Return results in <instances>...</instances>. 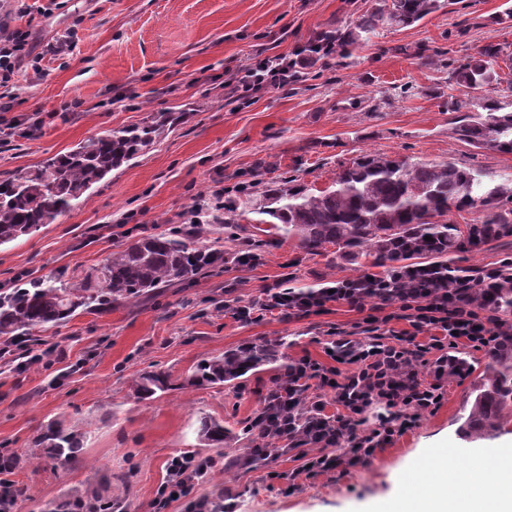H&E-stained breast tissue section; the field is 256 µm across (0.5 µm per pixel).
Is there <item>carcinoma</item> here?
<instances>
[{"label": "carcinoma", "instance_id": "1", "mask_svg": "<svg viewBox=\"0 0 512 512\" xmlns=\"http://www.w3.org/2000/svg\"><path fill=\"white\" fill-rule=\"evenodd\" d=\"M439 7L438 0H379L353 29L321 30V48L347 59L362 34L378 26L412 25ZM512 64V52L496 44L478 55L453 61L450 80L467 92L501 83L497 59ZM457 113L452 122L456 139L477 149L512 154V109L481 95L463 105L448 104ZM184 118L182 112H159L140 126L123 127L91 137L67 153L57 154L34 168L20 169L0 180V245L30 236L78 203L93 185L113 170L165 139ZM250 196L224 206V224H235L239 207ZM480 208L479 224L460 227L434 216ZM261 224L279 236L294 239L306 253L318 255L335 245L354 260L371 258L374 267L411 265L416 259L447 264L450 254L474 252L496 240L512 237V179L496 183L482 173L448 163L399 159L366 152L342 167L331 186L313 189L292 180L271 186L255 208ZM210 224L194 222L168 234L140 236L122 243L103 264L63 280L52 274L23 281L0 295V338L10 343L32 336L87 312L108 314L112 308L154 298L167 288L224 265L227 251L206 243ZM430 240H425V237ZM280 359L272 345H254L197 363L192 374L176 384L165 373H144L135 384L142 399L185 385L212 386L232 382L249 371ZM512 406V337H503L497 354L474 391L461 431L489 436L499 432L504 408ZM198 441L212 448L224 445V425L203 418ZM84 435L50 424L35 442L62 466L80 460ZM48 512H112L97 497L53 504Z\"/></svg>", "mask_w": 512, "mask_h": 512}]
</instances>
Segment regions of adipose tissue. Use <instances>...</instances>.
I'll use <instances>...</instances> for the list:
<instances>
[{"label": "adipose tissue", "mask_w": 512, "mask_h": 512, "mask_svg": "<svg viewBox=\"0 0 512 512\" xmlns=\"http://www.w3.org/2000/svg\"><path fill=\"white\" fill-rule=\"evenodd\" d=\"M447 473L402 498L398 512H512V450L470 461L460 490Z\"/></svg>", "instance_id": "adipose-tissue-1"}]
</instances>
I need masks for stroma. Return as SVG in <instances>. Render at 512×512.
Segmentation results:
<instances>
[{"label":"stroma","mask_w":512,"mask_h":512,"mask_svg":"<svg viewBox=\"0 0 512 512\" xmlns=\"http://www.w3.org/2000/svg\"><path fill=\"white\" fill-rule=\"evenodd\" d=\"M439 2L421 22L379 26L350 58L318 60L307 81L244 103L225 97L224 82L253 57L291 51L323 29L354 26L375 0H64L50 15L41 10L43 0H28L29 12L17 24L35 38L42 70L19 76L12 90L11 116L19 125L0 130V176L157 112L188 118L53 223L0 245V293L21 276H76L121 243L182 227L203 197L233 198L243 185L257 194L263 183L288 179L328 186L340 164L363 152L512 179V154L455 139L448 110L450 101L466 98L448 83L451 60L489 43L512 47V0ZM75 21L76 49L65 58L55 55L52 45ZM422 49L435 51L433 64L419 58ZM123 92L129 100L115 101ZM75 98L83 111H64ZM36 113L44 126L28 131L25 123ZM236 222L235 237L214 230L209 240L231 253L250 247L256 263L230 261L155 299L106 315L84 313L39 332L33 351L54 348L48 364L22 368L0 358V453L16 458L13 512H43L93 487L115 501V512H148L168 460L182 453L214 459L196 493L236 512H387L402 499V480L414 466L443 459L457 471L477 454L512 448V412L495 435L474 438L459 430L489 361L484 351L462 345L453 351L462 374L440 408L369 464L298 478L292 491L271 478L265 462L249 458L253 439L246 424L289 359L307 354L326 361L330 328L353 330L361 316L336 303L330 313L306 319L266 314L241 322L225 315L224 303H252L278 282L319 288L363 269L335 248L310 255L294 241L259 231L252 207L240 209ZM507 262L512 238L448 257L454 268ZM256 344L281 345L283 356L230 386L186 385L199 361ZM151 371L169 374L183 389L138 398L134 382ZM203 416L223 422V447L199 445L195 429ZM53 421L84 435L81 461L65 469L50 455L36 460L30 454Z\"/></svg>","instance_id":"obj_1"}]
</instances>
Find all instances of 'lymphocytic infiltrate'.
Returning <instances> with one entry per match:
<instances>
[{
  "label": "lymphocytic infiltrate",
  "mask_w": 512,
  "mask_h": 512,
  "mask_svg": "<svg viewBox=\"0 0 512 512\" xmlns=\"http://www.w3.org/2000/svg\"><path fill=\"white\" fill-rule=\"evenodd\" d=\"M27 11L25 0H0V88L14 84L21 70L40 71L29 30L10 21ZM311 56L303 47L286 54L258 56L224 84L227 96L244 99L269 87L279 88L306 76ZM504 285L500 269L440 270L427 265L389 267L383 274H364L334 283L332 288H265L255 305L235 301L224 311L239 321L255 310L284 319H304L328 312L335 303L362 313L356 339L339 338L326 349L330 364L303 355L292 359L274 380L252 421L254 457L275 463L283 448L300 449V473L313 478L336 469L367 464L378 448L434 412L445 397L444 383L462 370L451 348L466 345L494 354L500 337L512 336V320L499 316L497 299ZM405 321L394 330L390 323ZM436 359L429 372L418 362L428 353ZM351 372H341V365ZM315 399H307V391ZM332 393L335 414L325 412V393ZM388 415L369 431L359 428L373 406ZM210 461L180 454L167 463V479L150 504L164 512L173 499L187 512H212L208 499L193 491L208 474Z\"/></svg>",
  "instance_id": "f902f5d3"
}]
</instances>
